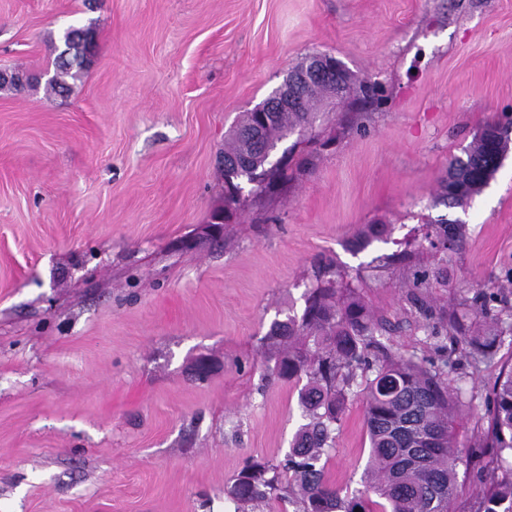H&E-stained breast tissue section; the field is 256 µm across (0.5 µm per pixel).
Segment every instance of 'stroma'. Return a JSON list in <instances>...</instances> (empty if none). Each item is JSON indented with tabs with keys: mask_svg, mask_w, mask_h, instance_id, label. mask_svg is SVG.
I'll list each match as a JSON object with an SVG mask.
<instances>
[{
	"mask_svg": "<svg viewBox=\"0 0 512 512\" xmlns=\"http://www.w3.org/2000/svg\"><path fill=\"white\" fill-rule=\"evenodd\" d=\"M72 26L96 33L90 64L47 95ZM313 52L380 100L321 107L277 145L288 183L204 236L229 130ZM0 68L34 79L0 89V512H234L245 459H282L303 422L264 337L327 270L387 318L388 354L447 364L461 449L486 437L512 333L476 364L444 312L512 306V151L466 209L439 183L512 119V0H0ZM441 219L464 225L446 257L425 238ZM368 224L392 233L352 251ZM364 410L353 392L325 455L351 491Z\"/></svg>",
	"mask_w": 512,
	"mask_h": 512,
	"instance_id": "stroma-1",
	"label": "stroma"
}]
</instances>
